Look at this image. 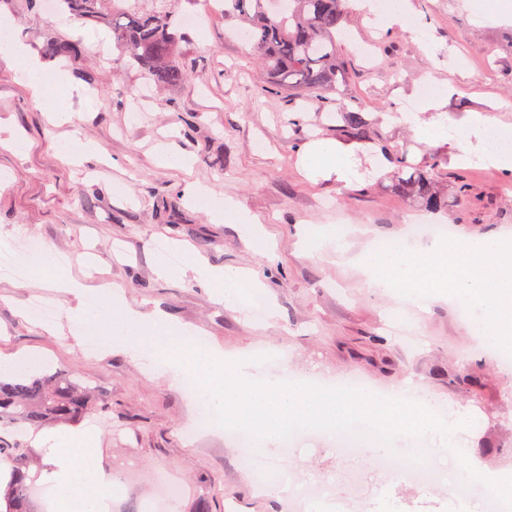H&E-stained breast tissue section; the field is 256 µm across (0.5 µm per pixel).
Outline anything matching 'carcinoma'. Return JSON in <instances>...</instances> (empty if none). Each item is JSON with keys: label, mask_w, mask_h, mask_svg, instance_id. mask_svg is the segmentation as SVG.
<instances>
[{"label": "carcinoma", "mask_w": 512, "mask_h": 512, "mask_svg": "<svg viewBox=\"0 0 512 512\" xmlns=\"http://www.w3.org/2000/svg\"><path fill=\"white\" fill-rule=\"evenodd\" d=\"M56 10L68 14L81 26L105 27L112 43L143 69L158 85L173 86L185 78L179 59L177 31L169 0H151V7L137 9L130 0H113L112 12L102 0H56ZM224 18L245 25L252 50L264 65L265 92L292 95L312 94L323 107L327 94L336 91L337 76L343 73L339 55L340 28L349 0H225ZM46 51L53 58L74 59L81 55L80 43L55 38ZM349 139L362 140L366 119L359 111L337 108ZM393 179L398 190L420 199L426 208L438 211L450 207L448 199L434 186L432 173L411 168L402 156ZM102 398L90 385L64 373L21 374L0 379V424L19 430L47 422L75 424L97 408ZM0 457L11 465L10 479L0 500L3 512H30L28 469L33 452L20 441L0 440Z\"/></svg>", "instance_id": "cac0c4a2"}]
</instances>
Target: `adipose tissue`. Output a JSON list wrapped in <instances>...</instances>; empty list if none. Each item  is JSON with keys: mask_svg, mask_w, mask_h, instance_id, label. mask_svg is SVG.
Instances as JSON below:
<instances>
[{"mask_svg": "<svg viewBox=\"0 0 512 512\" xmlns=\"http://www.w3.org/2000/svg\"><path fill=\"white\" fill-rule=\"evenodd\" d=\"M8 49L18 64L20 81L32 90L37 101L52 102L54 111L61 118H68L73 91L64 87L63 73L46 76L43 65L19 41L10 39ZM302 165L305 173L314 178L333 176L347 184L359 178L349 150L329 140L308 144L302 152ZM187 194L193 201L204 203L213 223L250 225L255 221L235 201L207 189L191 187ZM35 442L46 452V467L40 477L55 490L53 512H109L119 484L96 463L94 433L50 430L37 434Z\"/></svg>", "mask_w": 512, "mask_h": 512, "instance_id": "obj_1", "label": "adipose tissue"}]
</instances>
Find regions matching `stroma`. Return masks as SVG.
Instances as JSON below:
<instances>
[{"instance_id":"obj_1","label":"stroma","mask_w":512,"mask_h":512,"mask_svg":"<svg viewBox=\"0 0 512 512\" xmlns=\"http://www.w3.org/2000/svg\"><path fill=\"white\" fill-rule=\"evenodd\" d=\"M408 3L428 28L433 50L399 27L378 35L352 7L340 48L344 76L335 104L323 108L303 100L291 107L283 95L262 92L260 64L235 37V21L203 13L199 25L186 26V14L201 11V0L170 4L181 23L187 72L170 87L128 66L106 32L85 31L31 0H0V16L13 20L17 38L46 69L66 71L89 91L88 101H73L69 120H55L18 82L0 46V246L37 238L43 250L68 259L66 273L87 289L66 294L46 277L0 276V356L30 352L50 371L90 382L102 394L105 409L80 426L96 432L99 463L122 485L111 512H146L153 474L162 467L188 488L174 512H199L203 501L210 512L292 508L287 489L255 495L252 476L223 432L184 438L195 412L181 387L112 349L85 353L70 324L87 317V295L114 289L122 294L121 310L162 312L231 354L277 349L295 375L357 377L383 393L425 389L454 420L472 419L453 435L454 447L486 469L512 472V371L472 335L462 301L438 297L426 308L408 307L416 337L404 341L388 323L389 310L400 305L397 296L371 288L357 264L376 241L405 235L412 222L450 223L463 239L512 232V195L504 190L512 175L453 163L464 137L428 143L403 118L419 85L432 81L448 90L435 119L448 125L478 111L512 128V0H497L485 22L477 19L483 0ZM61 36L82 39L83 54L46 57V41ZM355 43L370 48V59L352 51ZM339 102L362 111L363 141H346L340 132ZM317 140L346 145L363 180L308 178L301 153ZM67 141L94 150L74 164L59 153ZM162 143L184 155L187 166L159 165L155 150ZM401 151L414 167L433 171L448 198H456L457 182L465 180L469 202L438 216L396 190L392 175ZM189 183L233 199L257 225L212 223L202 206L183 196ZM328 229L344 237L347 252H304L307 238ZM162 243L183 245L207 270L261 283L272 318L218 302L205 273L159 276ZM37 294L58 304L53 327L25 311ZM285 465L299 480L329 479L340 496H363L365 512H449L433 488L345 462L325 443L304 442Z\"/></svg>"}]
</instances>
